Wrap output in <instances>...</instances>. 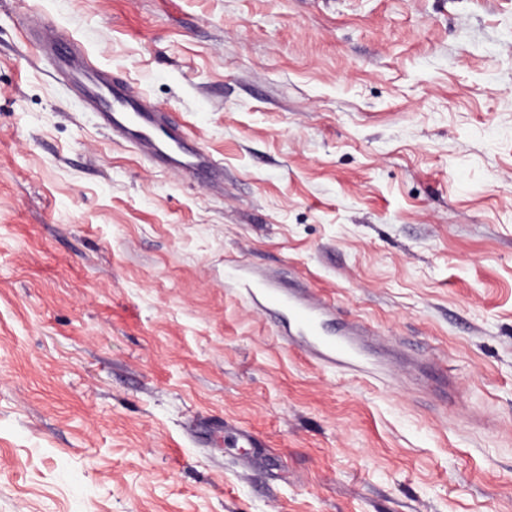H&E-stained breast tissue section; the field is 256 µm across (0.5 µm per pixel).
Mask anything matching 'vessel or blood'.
Masks as SVG:
<instances>
[{
	"label": "vessel or blood",
	"mask_w": 512,
	"mask_h": 512,
	"mask_svg": "<svg viewBox=\"0 0 512 512\" xmlns=\"http://www.w3.org/2000/svg\"><path fill=\"white\" fill-rule=\"evenodd\" d=\"M37 44L58 70L67 75L85 111L93 113L98 125L114 144L136 150L148 162L217 186L224 181V168L203 149L189 145L172 112L163 110L135 92L111 70L93 64L87 53L75 49L62 29L43 27ZM265 296L270 308L285 311L305 346L320 359L345 362L355 349L347 335L327 336L322 332L333 305L315 298L282 294L269 288Z\"/></svg>",
	"instance_id": "b4317fda"
}]
</instances>
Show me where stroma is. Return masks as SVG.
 Here are the masks:
<instances>
[{"instance_id": "obj_1", "label": "stroma", "mask_w": 512, "mask_h": 512, "mask_svg": "<svg viewBox=\"0 0 512 512\" xmlns=\"http://www.w3.org/2000/svg\"><path fill=\"white\" fill-rule=\"evenodd\" d=\"M40 21L223 188L113 144ZM0 512H512V0H0ZM269 308L288 313L292 323L305 346L320 359L328 362L345 363L346 359L354 356L355 349L347 336L348 333L337 336H325L322 332L324 318L334 312V306L313 297L304 298L288 293H280L274 288H264Z\"/></svg>"}]
</instances>
